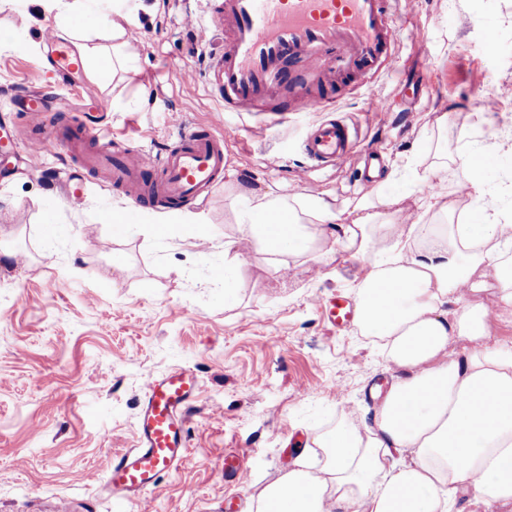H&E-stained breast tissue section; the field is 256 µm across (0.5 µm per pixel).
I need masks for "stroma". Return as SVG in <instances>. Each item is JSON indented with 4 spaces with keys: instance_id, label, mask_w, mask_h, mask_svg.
I'll return each instance as SVG.
<instances>
[{
    "instance_id": "stroma-1",
    "label": "stroma",
    "mask_w": 512,
    "mask_h": 512,
    "mask_svg": "<svg viewBox=\"0 0 512 512\" xmlns=\"http://www.w3.org/2000/svg\"><path fill=\"white\" fill-rule=\"evenodd\" d=\"M132 27L135 71L121 83L82 77L62 87L44 56L12 53L15 37L42 40L46 21L0 11V121L16 123V157L0 161V239L22 261L0 256V512H116L103 477L114 454L134 441L144 378L173 367L200 381L189 424L190 463L165 476L150 512H214L235 497L239 512L291 465L297 442L345 419L368 421L367 398L395 371L374 337L358 326L331 330L318 306L335 293L354 297L371 261L352 258L335 238L316 246L323 262L299 258L289 268L240 241L224 188L191 204L205 212L210 242L176 228L168 239L145 226L115 232L108 216L128 207L111 186L86 181L72 202L59 181L53 146L33 148L40 130L14 119L4 104L26 88L57 93L65 120L94 111L117 146L157 152L174 124L207 125L220 105L205 90L209 56L224 39L205 30V0H144ZM473 17V26L457 21ZM402 37L385 73L351 87L336 104L355 124L360 146L382 150L384 176L429 165L437 141L448 144L449 223L471 211L512 213V0H403ZM499 42L488 49L483 23ZM494 94V121L479 94ZM385 98L376 110L374 95ZM447 126H440V117ZM312 113L273 124L228 114L222 132L227 166L241 183L281 195H364L363 164L352 157L310 171L300 151ZM494 146V168L471 170L463 152ZM478 175L485 192L460 194L456 179ZM239 240L233 296L212 279L224 242ZM241 448L249 475L226 482L224 454Z\"/></svg>"
}]
</instances>
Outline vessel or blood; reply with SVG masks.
Listing matches in <instances>:
<instances>
[{
    "instance_id": "vessel-or-blood-1",
    "label": "vessel or blood",
    "mask_w": 512,
    "mask_h": 512,
    "mask_svg": "<svg viewBox=\"0 0 512 512\" xmlns=\"http://www.w3.org/2000/svg\"><path fill=\"white\" fill-rule=\"evenodd\" d=\"M398 0H217L207 22L224 37V52L212 58L206 83L228 112H255L270 96L288 93L292 112L319 118L301 140L310 167L336 166L355 145V132L333 106L344 91L367 75L380 74L400 41ZM48 62L64 76L82 75L81 57L46 34ZM26 120L63 145L73 166L70 177L112 186L131 204L126 222L145 205L174 208L208 194L224 178V137L216 126H182L171 145L157 153L113 147L94 125L55 120L45 95L31 92L11 100ZM337 328L357 319L353 303L340 294L321 300ZM199 395L195 373L173 367L148 374L134 425L131 448L116 455L104 484L114 504L147 512V495L162 477L191 459L188 421ZM245 453L224 455V477L245 483Z\"/></svg>"
}]
</instances>
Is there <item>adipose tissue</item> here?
I'll return each mask as SVG.
<instances>
[{
  "mask_svg": "<svg viewBox=\"0 0 512 512\" xmlns=\"http://www.w3.org/2000/svg\"><path fill=\"white\" fill-rule=\"evenodd\" d=\"M22 17L54 18L75 40L91 77L130 72L129 29L142 0H0ZM106 13L104 41L83 24ZM448 163H434L410 182H384L369 195L337 205L324 195L281 196L239 187L235 222L264 256L287 262L307 252L321 228L355 256L374 254L356 297L358 325L382 343L400 369L365 427L345 422L300 449L292 468L268 484L250 512H452L458 497L489 512H512V343L494 344L488 308L472 276L492 268L498 297L512 308V224L498 211L478 223H447ZM416 200L436 224L416 222L410 257L391 208L418 185ZM459 304L448 314V303Z\"/></svg>",
  "mask_w": 512,
  "mask_h": 512,
  "instance_id": "ef3b65f1",
  "label": "adipose tissue"
}]
</instances>
